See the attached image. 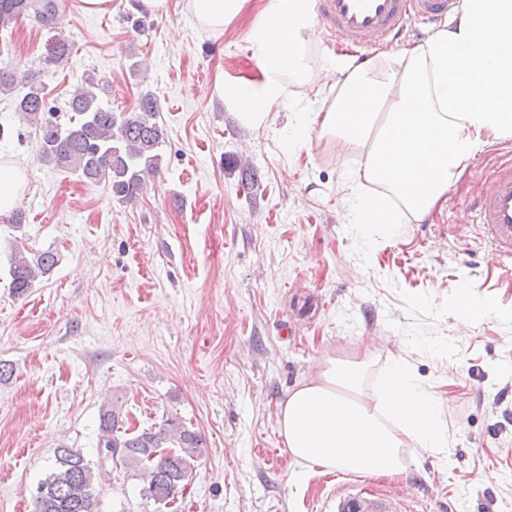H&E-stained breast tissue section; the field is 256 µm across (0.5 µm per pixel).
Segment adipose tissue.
Here are the masks:
<instances>
[{
    "instance_id": "adipose-tissue-1",
    "label": "adipose tissue",
    "mask_w": 512,
    "mask_h": 512,
    "mask_svg": "<svg viewBox=\"0 0 512 512\" xmlns=\"http://www.w3.org/2000/svg\"><path fill=\"white\" fill-rule=\"evenodd\" d=\"M247 0H186L198 29L223 35ZM304 17L292 0H265L247 35L258 76L217 74L212 95L238 120L262 128L290 104L289 82L309 85ZM491 42L477 51L476 37ZM333 98L299 105L280 132L283 145L318 137L351 148L357 168L352 222L359 231L424 221L444 202L456 174L496 139L512 138V0H464L463 10L425 42L362 63L323 61ZM369 355L327 356L289 390L277 412L294 481L314 469L408 474L419 452L447 454L448 424L438 397L405 356H391L368 385Z\"/></svg>"
}]
</instances>
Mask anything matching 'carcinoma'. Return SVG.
<instances>
[{
	"instance_id": "1",
	"label": "carcinoma",
	"mask_w": 512,
	"mask_h": 512,
	"mask_svg": "<svg viewBox=\"0 0 512 512\" xmlns=\"http://www.w3.org/2000/svg\"><path fill=\"white\" fill-rule=\"evenodd\" d=\"M64 11V0H0V31L30 12L43 25L57 28ZM71 52V45L59 38L47 49L45 63L60 65ZM106 91L107 85L89 73L60 113L48 104L36 75L19 77L0 67V94L14 96V111L41 132L39 160L91 183H102L125 203L136 199L146 178L158 172L165 133L152 94H142L135 109L116 112L103 103ZM61 114L67 122L58 120ZM57 262L53 252L28 255L21 249L12 250L13 293L26 294L35 282L51 274ZM125 420L116 405L100 410V462L138 471L143 499L169 505L183 496L195 462L204 452L202 435L176 416L154 430L135 434L124 428ZM100 476L80 450L57 448L52 472L37 485L41 494L34 499V512H95V484Z\"/></svg>"
}]
</instances>
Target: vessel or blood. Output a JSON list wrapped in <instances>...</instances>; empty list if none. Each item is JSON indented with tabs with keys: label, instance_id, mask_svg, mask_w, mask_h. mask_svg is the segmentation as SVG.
Wrapping results in <instances>:
<instances>
[{
	"label": "vessel or blood",
	"instance_id": "vessel-or-blood-1",
	"mask_svg": "<svg viewBox=\"0 0 512 512\" xmlns=\"http://www.w3.org/2000/svg\"><path fill=\"white\" fill-rule=\"evenodd\" d=\"M461 0H296L310 25L300 31L309 39L320 30L336 45L359 53L383 46L399 48L411 19L428 24L459 10ZM474 220L481 224L501 263H512V159L480 176ZM331 512H407L400 490H360L337 494Z\"/></svg>",
	"mask_w": 512,
	"mask_h": 512
}]
</instances>
